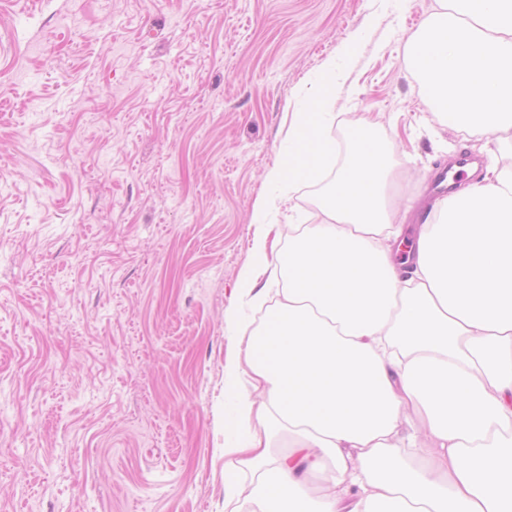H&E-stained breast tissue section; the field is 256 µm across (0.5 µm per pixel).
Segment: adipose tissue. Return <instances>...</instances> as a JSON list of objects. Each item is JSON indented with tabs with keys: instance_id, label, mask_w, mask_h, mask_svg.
I'll return each mask as SVG.
<instances>
[{
	"instance_id": "ef3b65f1",
	"label": "adipose tissue",
	"mask_w": 512,
	"mask_h": 512,
	"mask_svg": "<svg viewBox=\"0 0 512 512\" xmlns=\"http://www.w3.org/2000/svg\"><path fill=\"white\" fill-rule=\"evenodd\" d=\"M411 45L424 101L512 152V0H436ZM349 55L328 59L293 103L287 199L319 187L315 223L287 250L260 225L224 366V505L231 512H512V164L488 166L427 208L414 250L384 145L364 138L321 183L327 107ZM284 281L270 303L259 280ZM285 449L270 448L273 433Z\"/></svg>"
}]
</instances>
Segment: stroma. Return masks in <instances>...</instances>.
I'll return each instance as SVG.
<instances>
[{
  "label": "stroma",
  "instance_id": "stroma-1",
  "mask_svg": "<svg viewBox=\"0 0 512 512\" xmlns=\"http://www.w3.org/2000/svg\"><path fill=\"white\" fill-rule=\"evenodd\" d=\"M435 0H0V512H224V365L289 100L355 38L410 209L450 156L410 45ZM298 185L274 230L312 213Z\"/></svg>",
  "mask_w": 512,
  "mask_h": 512
}]
</instances>
